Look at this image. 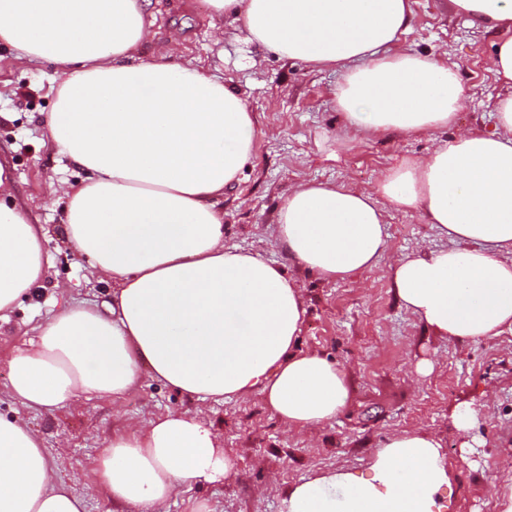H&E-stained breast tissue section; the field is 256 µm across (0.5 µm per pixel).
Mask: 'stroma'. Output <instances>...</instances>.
Listing matches in <instances>:
<instances>
[{"instance_id": "35a3bbf8", "label": "stroma", "mask_w": 512, "mask_h": 512, "mask_svg": "<svg viewBox=\"0 0 512 512\" xmlns=\"http://www.w3.org/2000/svg\"><path fill=\"white\" fill-rule=\"evenodd\" d=\"M410 6L411 26L400 37V49L443 57L465 92L457 125L432 136L345 134L337 105L340 73L281 58L236 25L216 32L208 0H149L145 11L151 39L144 55H165L173 64L190 60L224 77L255 117V154L239 184L224 192V243L286 264L304 293L302 349L346 372L344 408L311 434L288 431L259 397L198 404L148 375L118 405L91 397L34 412L7 396L15 349L53 314L108 300L112 286L99 281L65 235V203L56 189L78 184L83 173L48 142V116L63 75L42 59L17 60L10 46L0 44V151L10 160L18 201L47 230L46 276L0 325V415L39 432L57 474L74 479L86 512H112L111 501L84 478L112 432L187 409L200 411L211 424L235 462L236 476L221 486L186 487L166 512H194L200 502L212 512H282L293 483L325 468L364 474L389 435L414 429L443 440L452 482L441 494L443 512H487L496 504L490 484H512V333L479 341L436 338L401 306L391 286L390 266L402 254L445 247L434 226L415 213H393L377 266L336 283L287 264L269 235L279 207L300 181L365 188L402 160L426 157L459 129L492 127L493 106L504 92L487 69L493 35L452 15L448 0H410ZM423 360L432 365L429 373L417 370ZM462 402L478 412L465 451V439L449 420L451 408Z\"/></svg>"}]
</instances>
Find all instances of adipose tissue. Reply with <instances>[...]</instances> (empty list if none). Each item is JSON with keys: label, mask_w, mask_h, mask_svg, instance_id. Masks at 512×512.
I'll return each instance as SVG.
<instances>
[{"label": "adipose tissue", "mask_w": 512, "mask_h": 512, "mask_svg": "<svg viewBox=\"0 0 512 512\" xmlns=\"http://www.w3.org/2000/svg\"><path fill=\"white\" fill-rule=\"evenodd\" d=\"M210 5L259 46L340 72L348 132L431 134L456 121V73L397 48L408 0ZM448 9L496 36L489 69L509 91L492 129H463L368 190L299 184L271 236L296 266L346 279L384 252L390 210L419 213L448 245L398 258L394 293L433 335L481 340L512 332V0H448ZM148 37L145 0H0V43L62 71L48 128L84 173L63 191L66 239L112 282L111 300L58 312L13 353L8 393L35 409L116 400L147 372L200 402L260 396L289 429L314 431L345 406L346 376L300 349L298 280L224 243L220 203L253 156V114L197 64L144 56ZM45 236L15 203L0 154V315L42 282ZM441 449L432 434L391 436L364 476L332 470L292 485L284 512H440L437 496L451 484ZM233 470L211 425L184 411L114 431L89 479L112 512H162L182 487L221 483ZM85 508L56 477L38 432L0 417V512Z\"/></svg>", "instance_id": "1"}]
</instances>
